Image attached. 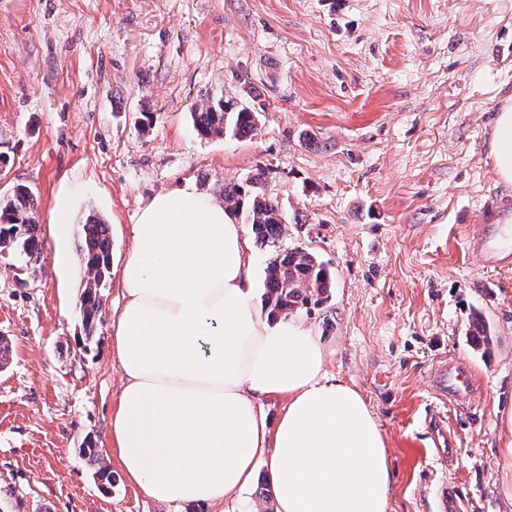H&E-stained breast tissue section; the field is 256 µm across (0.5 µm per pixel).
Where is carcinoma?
Returning <instances> with one entry per match:
<instances>
[{"mask_svg": "<svg viewBox=\"0 0 512 512\" xmlns=\"http://www.w3.org/2000/svg\"><path fill=\"white\" fill-rule=\"evenodd\" d=\"M197 131L204 137L222 136L229 130L239 137L254 136L259 130L257 112L236 101H205L194 108ZM250 188L224 186V202L234 210L245 209L256 242L268 244L283 234V215L279 201L266 194L263 180L257 176ZM36 198L26 185L14 187L10 198L0 203V250H18L26 255L38 251L39 238L34 220ZM78 246L83 269L79 298L86 334H94L101 322V290L110 275L112 239L109 225L90 214L82 224ZM331 278L326 265L315 255L302 250L279 252L267 265L265 307L272 313H293L319 305L328 297Z\"/></svg>", "mask_w": 512, "mask_h": 512, "instance_id": "cac0c4a2", "label": "carcinoma"}]
</instances>
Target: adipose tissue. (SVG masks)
I'll return each instance as SVG.
<instances>
[{"label": "adipose tissue", "instance_id": "adipose-tissue-1", "mask_svg": "<svg viewBox=\"0 0 512 512\" xmlns=\"http://www.w3.org/2000/svg\"><path fill=\"white\" fill-rule=\"evenodd\" d=\"M491 154L512 183V100ZM113 325L123 386L111 443L150 499L209 506L244 492L265 460L276 512H387L392 470L363 396L329 375L295 318L254 302L249 240L233 211L187 186L140 208ZM285 399L276 426L257 401Z\"/></svg>", "mask_w": 512, "mask_h": 512}]
</instances>
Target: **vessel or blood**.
<instances>
[{"mask_svg":"<svg viewBox=\"0 0 512 512\" xmlns=\"http://www.w3.org/2000/svg\"><path fill=\"white\" fill-rule=\"evenodd\" d=\"M480 229L468 236L466 247L480 258L486 270L505 271L512 268V197L493 194L480 208ZM476 374L463 361L444 359L432 372V388L437 399L453 405L464 404L475 396ZM425 428L433 440L437 459L450 463L456 458L458 438L448 423L447 414L437 412L425 420ZM434 512H464V505L454 483L441 481L437 487Z\"/></svg>","mask_w":512,"mask_h":512,"instance_id":"obj_1","label":"vessel or blood"}]
</instances>
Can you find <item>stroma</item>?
<instances>
[{
  "instance_id": "1",
  "label": "stroma",
  "mask_w": 512,
  "mask_h": 512,
  "mask_svg": "<svg viewBox=\"0 0 512 512\" xmlns=\"http://www.w3.org/2000/svg\"><path fill=\"white\" fill-rule=\"evenodd\" d=\"M512 98V0H0V198L36 199L41 247L0 251V512H265L267 467L208 508L147 498L111 452L123 384L111 355L120 270L140 206L192 184L221 197L262 176L285 218L252 246L255 299L285 249L323 261L326 302L299 310L327 370L366 400L393 481L387 512H432L457 480L467 512H512L500 450L512 440V271L465 252L486 195L512 194L490 156ZM245 102L255 136H199L203 100ZM70 221L58 223L60 201ZM110 226L102 321L84 334L77 245L88 212ZM482 317L488 352L470 340ZM467 361L482 385L452 406L453 466L422 421L431 371Z\"/></svg>"
}]
</instances>
